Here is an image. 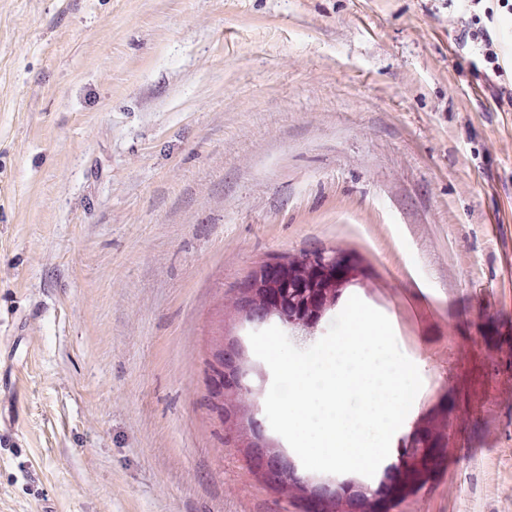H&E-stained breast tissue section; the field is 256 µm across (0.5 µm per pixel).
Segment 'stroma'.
<instances>
[{
	"label": "stroma",
	"instance_id": "1",
	"mask_svg": "<svg viewBox=\"0 0 512 512\" xmlns=\"http://www.w3.org/2000/svg\"><path fill=\"white\" fill-rule=\"evenodd\" d=\"M497 0H0V512H235L197 403L229 285L357 261L459 438L412 512H512V110L456 37Z\"/></svg>",
	"mask_w": 512,
	"mask_h": 512
}]
</instances>
